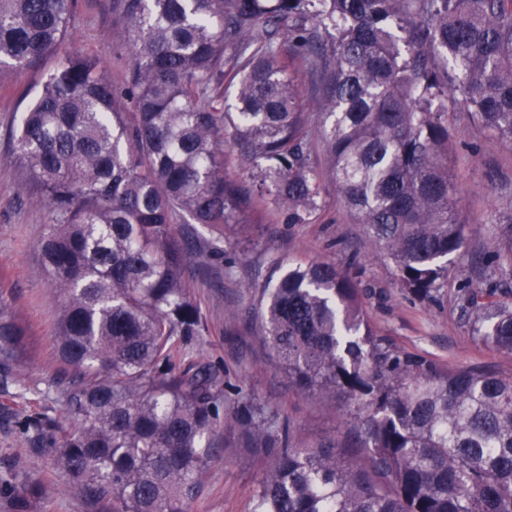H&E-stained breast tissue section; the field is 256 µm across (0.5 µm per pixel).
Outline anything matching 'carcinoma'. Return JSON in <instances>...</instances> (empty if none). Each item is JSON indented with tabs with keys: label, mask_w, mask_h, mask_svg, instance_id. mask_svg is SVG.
Listing matches in <instances>:
<instances>
[{
	"label": "carcinoma",
	"mask_w": 512,
	"mask_h": 512,
	"mask_svg": "<svg viewBox=\"0 0 512 512\" xmlns=\"http://www.w3.org/2000/svg\"><path fill=\"white\" fill-rule=\"evenodd\" d=\"M118 3L130 117L98 57L62 50L75 0H0V69L62 52L10 158L54 217L38 245L63 297L47 391L74 425L25 412L27 454L108 512H190L206 470L234 453L269 463L251 512H512V376L405 351L374 333L335 264L269 256L246 320L288 386L345 409L365 451L350 464L188 358L205 325L184 279L193 252L232 277L224 231L252 209L290 224L320 209L298 61L321 77L318 137L341 200L401 291L437 301L466 242L443 162L448 101L512 143V0ZM178 218L211 237L178 232ZM494 295L463 296L470 328L512 354V302ZM23 345L0 304L1 382L25 385Z\"/></svg>",
	"instance_id": "1"
}]
</instances>
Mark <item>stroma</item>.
Wrapping results in <instances>:
<instances>
[{
	"label": "stroma",
	"mask_w": 512,
	"mask_h": 512,
	"mask_svg": "<svg viewBox=\"0 0 512 512\" xmlns=\"http://www.w3.org/2000/svg\"><path fill=\"white\" fill-rule=\"evenodd\" d=\"M112 2L78 0L69 45L99 57L118 93V108L129 113L133 105L124 91L130 25L115 15ZM58 59L53 53L27 69L0 71V301L24 330L21 369L30 385L26 392L14 385L0 390V478L39 489L22 511L1 496L0 512H101L100 506L73 494L62 475H50L47 460L26 454L17 424L18 415L32 408L54 416L61 411L55 399L42 394L58 368L53 324L59 298L37 250L50 216L36 203L37 191L26 184L22 170L8 161L7 134L19 127ZM313 158L322 208L310 223L290 224L284 216L255 211L248 236L230 231L224 238L225 252L237 260L235 279L225 278L223 263L203 260V273L193 279L192 286L207 328L189 342V355L226 370L243 391L276 406L303 446L327 440L347 446L342 410L290 388L269 349L225 311L231 306L248 309L251 297L245 285L264 281L268 254L286 260L330 261L342 268L355 256L361 261L355 281L364 316L379 335L442 366H478L512 375V355L474 336L469 315L461 307V298L469 290L493 288L498 299H512V267L488 259L512 240V144L493 139L469 112L449 103L448 175L456 187L457 211L467 226V243L464 256L450 266L445 296L437 304H421L404 296L396 285L393 264L376 254L363 225L340 202L322 148H315ZM264 469V463L244 454L217 461L205 474L207 497L195 512H250Z\"/></svg>",
	"instance_id": "35a3bbf8"
}]
</instances>
